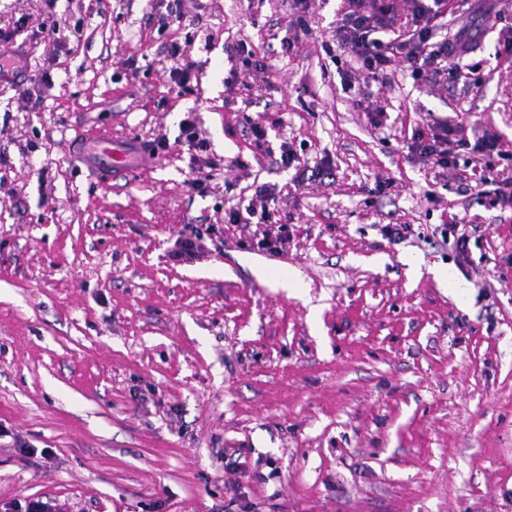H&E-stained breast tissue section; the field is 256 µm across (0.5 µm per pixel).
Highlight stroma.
Segmentation results:
<instances>
[{"label":"stroma","mask_w":512,"mask_h":512,"mask_svg":"<svg viewBox=\"0 0 512 512\" xmlns=\"http://www.w3.org/2000/svg\"><path fill=\"white\" fill-rule=\"evenodd\" d=\"M345 6L183 0L180 22L152 0H0L25 61L0 83V512H512V209L461 193L467 153L448 170L407 153L455 117L512 142V11L461 56L469 80L371 84L376 129L341 79ZM51 16L69 51L40 33ZM175 42L199 65L180 95ZM239 43L253 65L229 61ZM191 112L214 168L175 142ZM78 135L170 145L102 182ZM285 141L332 180L297 185ZM262 183L280 255L224 221ZM455 216L464 269L436 231ZM194 231L204 252L175 260Z\"/></svg>","instance_id":"obj_1"}]
</instances>
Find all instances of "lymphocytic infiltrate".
Masks as SVG:
<instances>
[{
    "label": "lymphocytic infiltrate",
    "mask_w": 512,
    "mask_h": 512,
    "mask_svg": "<svg viewBox=\"0 0 512 512\" xmlns=\"http://www.w3.org/2000/svg\"><path fill=\"white\" fill-rule=\"evenodd\" d=\"M411 6L413 26L400 40L385 39L384 33L394 12L390 0H347L348 9L336 28V42L343 52L356 57L362 68L374 81L386 82L389 69L400 63L418 78L429 74L447 76L459 80L461 71L456 61L459 56L469 53V42L465 37L455 40L436 39L438 20L443 17L448 0H407ZM465 127L452 120L438 122L429 130L413 132L407 149L418 159L442 168L456 164V152L468 148L479 156L491 159L505 156V143L501 136L492 130H483L474 139H466ZM255 196L264 202V209L247 206L225 212L228 223H241L243 217L257 219L262 228L255 233L259 251L272 255L284 251L288 242L286 225L269 229L271 214L267 202L273 201L274 191L267 185H259Z\"/></svg>",
    "instance_id": "1"
}]
</instances>
